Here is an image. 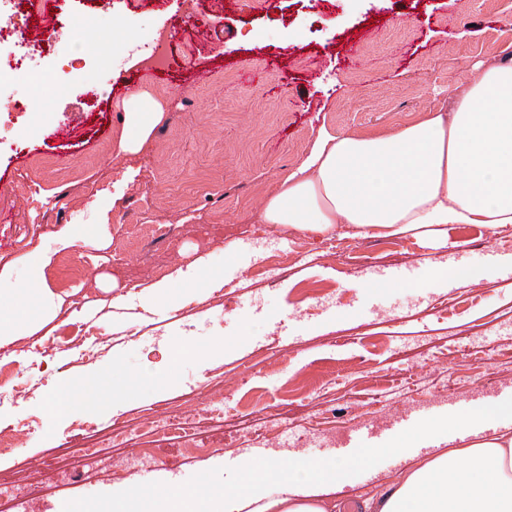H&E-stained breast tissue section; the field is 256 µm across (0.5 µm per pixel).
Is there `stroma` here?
<instances>
[{
	"label": "stroma",
	"mask_w": 512,
	"mask_h": 512,
	"mask_svg": "<svg viewBox=\"0 0 512 512\" xmlns=\"http://www.w3.org/2000/svg\"><path fill=\"white\" fill-rule=\"evenodd\" d=\"M199 14L203 43L182 20V0H98L95 11L45 27L63 26L111 72L90 71L76 98L17 78L31 108L0 128V210L13 215L0 223V289L45 288L64 304L0 361V431L35 426L18 452L0 455L9 480L0 512H58L122 493L139 478L128 466L134 448L152 456L155 477L187 488L203 474L231 486L244 475L230 456L331 463L364 425L366 447L381 453L338 495L344 512H357L356 492L401 470L395 443L429 457L456 438L451 416L512 404V224L351 237L342 224L325 233L262 225L257 210L320 131L368 136L450 108L466 65L504 60L512 0H199ZM161 31L169 64L141 82L142 62L121 47L147 48ZM134 84L164 116L125 157L116 144ZM75 119L84 127L62 165L54 133ZM158 225L176 227L175 241L152 237ZM65 233L73 246L56 248ZM273 252L287 274L271 268ZM360 255L377 259V275L353 264ZM158 258L171 272L205 264L152 301ZM435 267L443 279L430 280ZM318 289L335 290V301L316 305ZM84 329L98 340L90 356L77 341ZM181 342L194 355L156 386L145 353ZM70 376L86 378L92 400L48 413L46 394ZM398 387L422 389L421 401L388 411L365 396ZM204 389L224 403L220 419L199 411L204 448L150 432L153 414L179 416ZM273 419L270 440H253ZM425 419L441 426L420 441L414 429ZM114 420L126 429L112 442ZM76 421L83 436L71 432ZM34 459L55 471L34 470ZM67 469L78 478L61 479Z\"/></svg>",
	"instance_id": "1"
}]
</instances>
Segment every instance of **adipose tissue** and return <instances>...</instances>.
Wrapping results in <instances>:
<instances>
[{
	"instance_id": "1",
	"label": "adipose tissue",
	"mask_w": 512,
	"mask_h": 512,
	"mask_svg": "<svg viewBox=\"0 0 512 512\" xmlns=\"http://www.w3.org/2000/svg\"><path fill=\"white\" fill-rule=\"evenodd\" d=\"M453 112L435 111L373 136L320 133L310 154L259 206V219L324 232L345 224L397 237L434 224H512V64L477 68L458 86ZM119 154H138L161 120L142 94L124 103ZM477 407L453 426L474 438L407 469L362 497V512H512V429L481 423ZM241 484L209 492L162 480L149 499L130 485L102 508L82 512H337L329 495L351 483L346 462L243 456Z\"/></svg>"
}]
</instances>
